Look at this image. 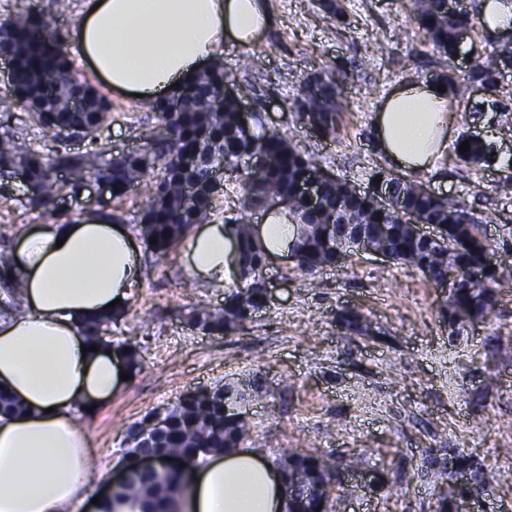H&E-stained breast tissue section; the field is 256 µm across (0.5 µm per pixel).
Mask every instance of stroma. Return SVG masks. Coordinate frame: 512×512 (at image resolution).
Wrapping results in <instances>:
<instances>
[{"mask_svg":"<svg viewBox=\"0 0 512 512\" xmlns=\"http://www.w3.org/2000/svg\"><path fill=\"white\" fill-rule=\"evenodd\" d=\"M272 25L257 45L225 42L221 62L241 106L266 130L357 189L390 173L371 140L376 112L397 83L438 74L467 82L455 95L447 152L428 172H403L474 215L488 245L512 264V66L497 60L512 32L487 37L473 28L454 55L441 53L420 27L411 0H270ZM258 65H250V55ZM497 61L496 86L468 79L471 57ZM322 75L345 103L337 138L304 122L300 85ZM111 117L98 132L107 156L143 147L157 133L155 112L105 90ZM479 133L495 154L464 163L459 140ZM23 181L0 173V253L16 231L42 223L25 205ZM83 195L98 212L136 231L148 202L142 186L112 200L97 177ZM185 246L165 257L142 252V275L126 314L107 333L113 345L139 344L140 366L93 416L83 418L93 445L90 493L104 491L122 458L128 427L175 405L188 391L246 385L245 447L279 464L291 452L335 462L344 475L329 489L331 512H450L466 484L473 512H512V280L483 320L451 329L446 296L416 267L366 252L306 273L288 255L269 259L271 301L231 335L202 331L192 312L224 305L234 276L217 286L188 268ZM345 308L365 318L363 331L339 328Z\"/></svg>","mask_w":512,"mask_h":512,"instance_id":"obj_1","label":"stroma"}]
</instances>
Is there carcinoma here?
Listing matches in <instances>:
<instances>
[{
	"mask_svg": "<svg viewBox=\"0 0 512 512\" xmlns=\"http://www.w3.org/2000/svg\"><path fill=\"white\" fill-rule=\"evenodd\" d=\"M414 8L420 26L432 43L445 54L456 52V31L473 25L469 12L449 11L443 0H415ZM0 52L11 55L13 94L0 98V115L15 110L33 114L37 126L67 138L81 130L89 139L90 149L83 154H43L34 142H18L15 133L3 126L0 133V170L22 168L27 173V206L48 219L57 216L54 201L61 195L80 202V191L86 176L100 170L114 190L112 199L126 196L134 183L152 174L146 183L149 203L143 210L139 232L156 255H164L176 247L188 231L199 224L213 223L215 199L223 189L213 180L212 166L195 162V157L211 142L218 143L226 168L247 166L249 153L265 157L262 172L250 171L242 184L240 217L228 221V232L236 237L242 267L239 284L225 294L224 307L193 312L190 320L208 332L233 334L244 327L252 310L263 302L262 270L259 261L267 255L260 237L248 224V213L265 210L284 195L296 197L299 215L306 214V204L297 196L300 182L320 169L313 154L304 155L278 133L256 134L243 124L238 104L224 100L222 109L214 108L219 99L224 67L215 66L196 82L172 98L152 106L161 123V131L146 147L120 157L104 159L95 132L107 121L109 101L88 84L75 67L74 60L60 48L50 21L34 6H28L0 21ZM306 112L323 124L325 136H336L339 117L344 108L340 100L329 103L314 95L305 96ZM470 150L459 154L467 163L483 164L491 160V148L484 142L468 141ZM63 170L67 176L57 177ZM393 192L400 209L417 213L433 224L448 226L447 236L427 246L417 237L408 220L395 210L381 206L374 191L361 195L348 183H325L321 186V208L303 225L302 255L299 266L308 273L333 263V254L322 240L325 221L345 206L362 211V223L371 233V242L390 253L393 260L418 268L423 274L438 279L448 277V268L461 261L481 272V278L462 284L448 296L444 314L455 319V307L471 308L478 317L490 313L496 303V288L512 270L500 266L490 270L484 259L489 248L478 231L473 216L455 208L448 199L432 197L419 190L414 182L399 183ZM391 228L388 235L379 234V225ZM157 243L150 244V239ZM347 330L364 328L361 314L345 309L338 317ZM170 427L153 443L151 450L161 456H180L189 461H204L208 456L237 448L250 433L246 419H224V387L201 391L179 400L170 411ZM144 421L135 422L127 430V455L143 451L137 438ZM312 464L314 480L320 484L317 495L308 501L304 512H327V487L336 467L320 457L295 454ZM186 482L185 472H170L164 478L156 473L132 472L126 487L114 495L116 500L137 499L141 512H170L172 494Z\"/></svg>",
	"mask_w": 512,
	"mask_h": 512,
	"instance_id": "obj_1",
	"label": "carcinoma"
}]
</instances>
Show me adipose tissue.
Instances as JSON below:
<instances>
[{
    "instance_id": "obj_1",
    "label": "adipose tissue",
    "mask_w": 512,
    "mask_h": 512,
    "mask_svg": "<svg viewBox=\"0 0 512 512\" xmlns=\"http://www.w3.org/2000/svg\"><path fill=\"white\" fill-rule=\"evenodd\" d=\"M270 22L269 0H83L66 48L77 49L113 91L145 104L176 93L220 58L225 41L253 46ZM450 92L403 82L375 118V140L391 162L431 170L448 146ZM268 254L290 251L294 223L270 210L259 230ZM233 243L223 225L191 236L193 273L223 283ZM21 273L20 312L0 315V391L19 410L0 411V512H77L86 500L91 453L81 415L111 397L124 354L83 335L116 313L141 277L127 231L87 206L23 228L11 257ZM282 472L251 450L210 456L191 472L180 512H288Z\"/></svg>"
}]
</instances>
